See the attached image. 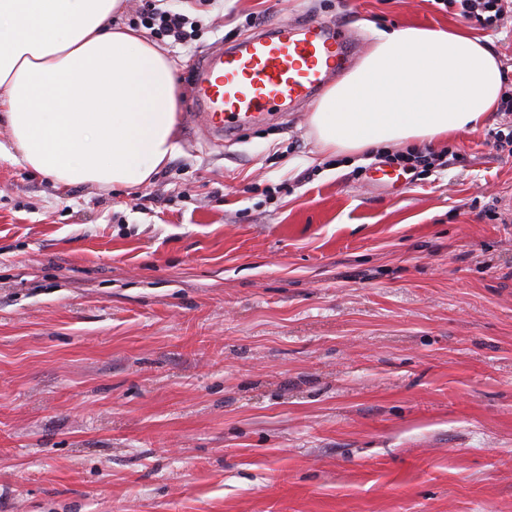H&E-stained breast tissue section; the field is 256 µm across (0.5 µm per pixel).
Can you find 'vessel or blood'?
Listing matches in <instances>:
<instances>
[{
    "label": "vessel or blood",
    "mask_w": 512,
    "mask_h": 512,
    "mask_svg": "<svg viewBox=\"0 0 512 512\" xmlns=\"http://www.w3.org/2000/svg\"><path fill=\"white\" fill-rule=\"evenodd\" d=\"M360 43L343 25L309 18L274 24L199 61L188 114L212 141L244 130L287 104H308Z\"/></svg>",
    "instance_id": "1"
}]
</instances>
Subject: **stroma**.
<instances>
[{"mask_svg":"<svg viewBox=\"0 0 512 512\" xmlns=\"http://www.w3.org/2000/svg\"><path fill=\"white\" fill-rule=\"evenodd\" d=\"M186 101L256 27H457L433 0H164ZM259 17L251 25L250 17ZM309 108L179 149L135 189L63 187L0 125V512H512V155L491 134L389 189L317 154ZM361 176H354L355 168ZM144 27L149 28L152 32L162 38H171L173 45L187 47L189 40L192 39V33L185 30L187 20L185 16L179 12L159 8H153L147 16L141 19Z\"/></svg>","mask_w":512,"mask_h":512,"instance_id":"35a3bbf8","label":"stroma"}]
</instances>
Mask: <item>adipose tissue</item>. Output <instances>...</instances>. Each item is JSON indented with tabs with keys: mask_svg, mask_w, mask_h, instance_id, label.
Segmentation results:
<instances>
[{
	"mask_svg": "<svg viewBox=\"0 0 512 512\" xmlns=\"http://www.w3.org/2000/svg\"><path fill=\"white\" fill-rule=\"evenodd\" d=\"M121 0H0V120L22 161L63 186L137 188L177 149L174 69L114 26ZM501 66L481 39L446 28L379 33L309 116L320 152L430 143L481 129Z\"/></svg>",
	"mask_w": 512,
	"mask_h": 512,
	"instance_id": "1",
	"label": "adipose tissue"
}]
</instances>
